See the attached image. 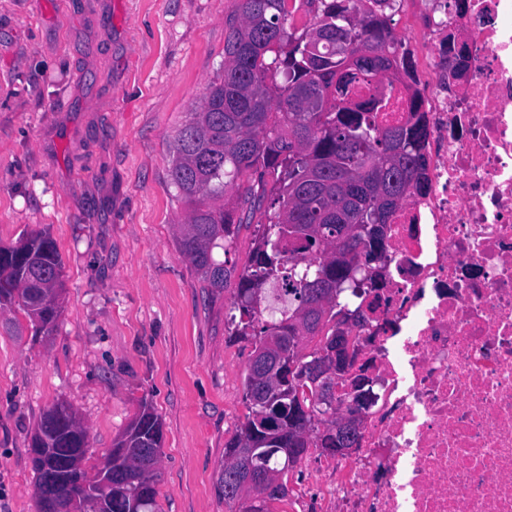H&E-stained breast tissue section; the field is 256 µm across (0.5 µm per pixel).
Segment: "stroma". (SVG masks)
Instances as JSON below:
<instances>
[{
	"mask_svg": "<svg viewBox=\"0 0 512 512\" xmlns=\"http://www.w3.org/2000/svg\"><path fill=\"white\" fill-rule=\"evenodd\" d=\"M234 0H0V243L48 230L62 257L51 336L0 308V512H36L28 444L64 401L100 464L141 399L164 422L160 512H231L224 445L253 346L233 291L181 257L170 146L224 69Z\"/></svg>",
	"mask_w": 512,
	"mask_h": 512,
	"instance_id": "35a3bbf8",
	"label": "stroma"
}]
</instances>
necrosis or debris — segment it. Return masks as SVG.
<instances>
[{"instance_id":"necrosis-or-debris-1","label":"necrosis or debris","mask_w":512,"mask_h":512,"mask_svg":"<svg viewBox=\"0 0 512 512\" xmlns=\"http://www.w3.org/2000/svg\"><path fill=\"white\" fill-rule=\"evenodd\" d=\"M465 33L456 81L438 40L380 125L429 122L428 188L387 226L379 287L340 314L371 376L336 388L351 452L306 459L288 512H512V0H468L432 31Z\"/></svg>"}]
</instances>
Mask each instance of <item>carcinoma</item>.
Instances as JSON below:
<instances>
[{
    "mask_svg": "<svg viewBox=\"0 0 512 512\" xmlns=\"http://www.w3.org/2000/svg\"><path fill=\"white\" fill-rule=\"evenodd\" d=\"M362 0H235L224 38V74L207 87L200 110L172 142L170 176L190 211L178 227V249L221 292L237 278L229 336L248 340L243 377L248 413L225 444L219 489L237 503L229 468L244 448L280 489L254 512H275L288 498V473L336 426L324 397L308 382V365L323 341L299 349L302 336L336 335V307L361 298L362 266L386 253L385 226L413 194L426 191L429 136L423 119L382 127L394 81L412 77L415 63L398 55L391 17ZM309 15L301 27L294 14ZM373 96L352 104L360 76ZM255 225L254 248L241 272L220 261L233 225ZM62 260L44 229L0 245V304L17 305L53 333L61 314ZM274 286L273 316L261 318L265 286ZM163 422L147 400L112 443L102 467L122 473L109 512H158ZM47 458L81 449L76 464L85 485L63 493L91 496L100 468H85L89 439L76 411L60 402L41 416L29 454ZM285 448H295L286 464Z\"/></svg>",
    "mask_w": 512,
    "mask_h": 512,
    "instance_id": "carcinoma-1",
    "label": "carcinoma"
}]
</instances>
